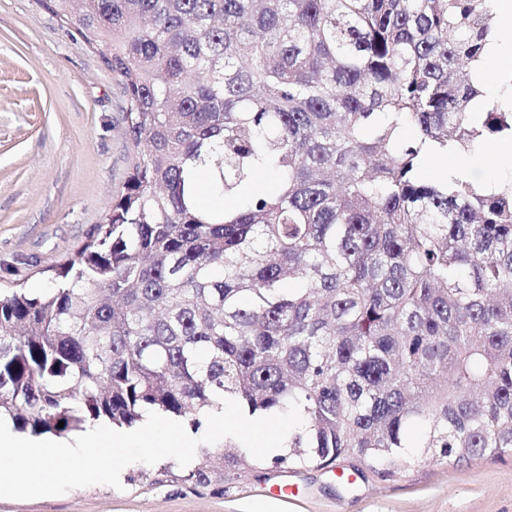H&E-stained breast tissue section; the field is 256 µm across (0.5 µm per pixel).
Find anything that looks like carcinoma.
<instances>
[{"instance_id":"cac0c4a2","label":"carcinoma","mask_w":512,"mask_h":512,"mask_svg":"<svg viewBox=\"0 0 512 512\" xmlns=\"http://www.w3.org/2000/svg\"><path fill=\"white\" fill-rule=\"evenodd\" d=\"M41 2L122 85L133 155L53 285L0 295V417L198 427L228 395L300 402L277 464L512 453V182L423 176L512 140L478 78L496 0ZM260 466L234 446L187 477Z\"/></svg>"}]
</instances>
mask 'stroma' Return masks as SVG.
Here are the masks:
<instances>
[{
    "label": "stroma",
    "instance_id": "35a3bbf8",
    "mask_svg": "<svg viewBox=\"0 0 512 512\" xmlns=\"http://www.w3.org/2000/svg\"><path fill=\"white\" fill-rule=\"evenodd\" d=\"M126 100L102 55L41 4L0 0V289L44 288L90 241L126 180ZM170 458L121 488L0 499V512H512V454L427 461L383 477L274 464L218 490Z\"/></svg>",
    "mask_w": 512,
    "mask_h": 512
}]
</instances>
